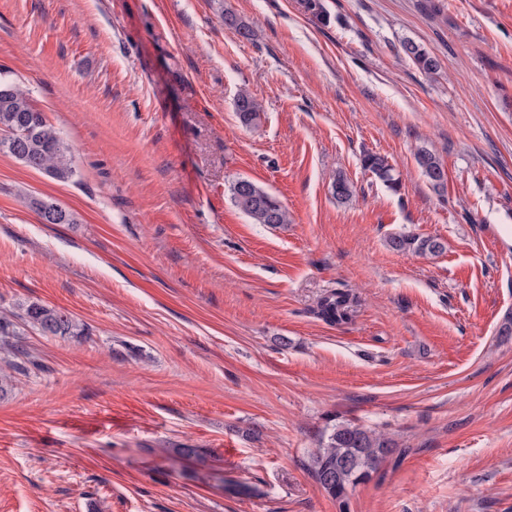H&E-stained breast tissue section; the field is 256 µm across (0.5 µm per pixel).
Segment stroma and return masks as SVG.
Segmentation results:
<instances>
[{
	"label": "stroma",
	"mask_w": 512,
	"mask_h": 512,
	"mask_svg": "<svg viewBox=\"0 0 512 512\" xmlns=\"http://www.w3.org/2000/svg\"><path fill=\"white\" fill-rule=\"evenodd\" d=\"M324 4L325 25L298 0H0V79L76 168L0 153V312L38 302L89 330L22 341L0 512H339L307 462L341 422L405 450L350 512H512V0ZM240 177L290 223H251ZM30 195L76 223H41ZM404 231L447 249L391 250ZM332 289L358 296L352 321L316 315ZM403 54L426 76L434 75L439 69V61L432 53L411 39L401 41ZM261 104L248 91L242 90L235 100V112L242 126H254L260 119ZM416 162L422 175L435 190L444 188V167L434 150L423 147L415 154ZM361 161L365 170L371 172L390 189L398 190L399 179L395 176L394 169L386 157L377 153L367 152L363 155Z\"/></svg>",
	"instance_id": "obj_1"
}]
</instances>
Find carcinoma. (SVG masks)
<instances>
[{"mask_svg":"<svg viewBox=\"0 0 512 512\" xmlns=\"http://www.w3.org/2000/svg\"><path fill=\"white\" fill-rule=\"evenodd\" d=\"M304 12L325 24L329 15L323 0H300ZM403 54L425 75L432 76L439 69V61L432 53L411 39L401 41ZM261 104L248 91L242 90L235 100V112L242 126H254L260 119ZM0 151L24 166L59 181L67 182L75 175L71 148L59 131L38 110L29 94L20 86L0 81ZM422 175L435 190L444 188V167L434 150L423 147L415 154ZM362 166L387 187L396 191L399 179L386 157L367 152ZM250 188V204L239 201L241 183ZM230 197L254 224L289 223V214L283 203L272 193L249 179L238 178L229 185ZM336 200L346 203L354 196V186L339 176L333 185ZM388 246L397 252L418 255H438L445 251V243L438 237L398 233L390 236ZM358 297L348 291L336 290L317 302L316 314L331 324L346 323L357 311ZM42 336H87L84 325L72 315L36 302L20 303L17 311L0 316V349L13 355L15 361L7 362L8 371L0 370V394L13 386V373L24 370V363L34 359L21 344V337L28 330ZM25 358L26 362L19 361ZM403 454L399 444L382 433L352 423L332 425L325 432L319 448L310 456L308 470L316 483L340 505H346L347 490L371 476L379 464L393 453Z\"/></svg>","mask_w":512,"mask_h":512,"instance_id":"cac0c4a2","label":"carcinoma"}]
</instances>
